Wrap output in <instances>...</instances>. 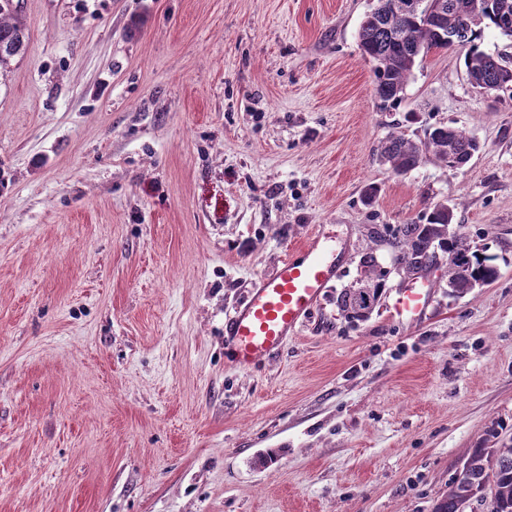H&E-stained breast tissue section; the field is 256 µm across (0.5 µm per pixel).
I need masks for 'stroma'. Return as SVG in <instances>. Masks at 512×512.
Returning a JSON list of instances; mask_svg holds the SVG:
<instances>
[{"label": "stroma", "instance_id": "35a3bbf8", "mask_svg": "<svg viewBox=\"0 0 512 512\" xmlns=\"http://www.w3.org/2000/svg\"><path fill=\"white\" fill-rule=\"evenodd\" d=\"M0 73V512H432L492 424L512 438V95L430 52L381 109L373 0H19ZM444 123L479 150L404 175ZM378 185L365 200L369 185ZM499 277L390 314L373 226L438 201ZM339 271L301 332L236 368L224 318L313 235ZM373 252L364 321L336 306ZM17 7L12 0L0 1V68L8 67L15 57H22L27 51L24 27L15 15ZM477 150V142L463 129L437 125L427 129L425 138L418 141L403 133L391 134L381 147L380 160L393 173L405 174L424 159L460 168Z\"/></svg>", "mask_w": 512, "mask_h": 512}]
</instances>
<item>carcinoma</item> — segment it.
I'll return each instance as SVG.
<instances>
[{"label":"carcinoma","mask_w":512,"mask_h":512,"mask_svg":"<svg viewBox=\"0 0 512 512\" xmlns=\"http://www.w3.org/2000/svg\"><path fill=\"white\" fill-rule=\"evenodd\" d=\"M440 4L437 21L426 22L406 13L405 0H376V6L364 17L359 28L363 54L374 64V92L385 106L401 101L403 90L413 75L420 57L431 50L465 47V74L470 85L496 88L505 93L512 78V58L496 57L480 49L476 40L484 30H496L512 36V29L498 26V16L512 15V0H434ZM13 0H0V68L8 67L17 56H24L27 41L24 27L16 16ZM457 40L448 41V33ZM478 150L477 142L464 130L448 125L427 129L418 141L403 133L391 134L380 150L381 162L395 174L415 169L423 160L460 168ZM453 209L448 201L436 203L418 224H402L393 231L374 228L375 238H388L397 249L396 264L403 274L414 277L437 261L448 260V294L459 297L476 288L493 284L498 267L487 248L473 247L452 231ZM370 303L356 300L358 290L344 288L336 298L342 314L351 320H363L378 301L380 288L372 284ZM465 476L452 480L448 492L437 503L435 512H463L462 506L477 499H489L490 512H512V443L499 447L471 449L463 462Z\"/></svg>","instance_id":"carcinoma-1"}]
</instances>
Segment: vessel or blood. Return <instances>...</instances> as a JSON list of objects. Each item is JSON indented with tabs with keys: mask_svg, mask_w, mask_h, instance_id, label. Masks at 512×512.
Returning <instances> with one entry per match:
<instances>
[{
	"mask_svg": "<svg viewBox=\"0 0 512 512\" xmlns=\"http://www.w3.org/2000/svg\"><path fill=\"white\" fill-rule=\"evenodd\" d=\"M336 275L337 263L317 235L304 245L302 260L283 259L261 274L224 322V343L235 363L250 367L297 335ZM430 304V289L415 282L398 289L391 309L397 317L418 320Z\"/></svg>",
	"mask_w": 512,
	"mask_h": 512,
	"instance_id": "obj_1",
	"label": "vessel or blood"
}]
</instances>
